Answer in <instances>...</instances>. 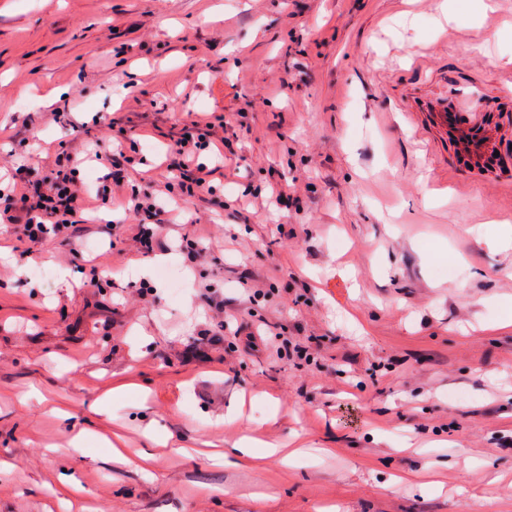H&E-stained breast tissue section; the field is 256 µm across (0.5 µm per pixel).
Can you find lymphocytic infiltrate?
I'll use <instances>...</instances> for the list:
<instances>
[{
  "label": "lymphocytic infiltrate",
  "instance_id": "obj_1",
  "mask_svg": "<svg viewBox=\"0 0 512 512\" xmlns=\"http://www.w3.org/2000/svg\"><path fill=\"white\" fill-rule=\"evenodd\" d=\"M249 132L241 111L191 119L185 136L169 146L159 174L140 183L135 161L124 151L125 142H137L140 132L137 125L128 124L120 128L118 138L94 143V157L107 169L96 189H89L81 176L82 151L77 147L56 153L36 172L25 165L13 168L8 186L0 189V224L11 225L17 240L30 245L50 235L60 237L73 256L83 241L85 212L96 202L113 204L125 213L126 228L118 234L124 252H149L154 243L180 229L168 201L180 204L194 224L200 223L201 210L215 206L217 170L200 162V153L213 149L228 158ZM242 280L245 292L235 310L227 309L220 289L208 288L201 295L208 319L220 330H228L239 315L253 314L265 296L264 279L246 270Z\"/></svg>",
  "mask_w": 512,
  "mask_h": 512
}]
</instances>
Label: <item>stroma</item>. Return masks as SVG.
Wrapping results in <instances>:
<instances>
[{
  "mask_svg": "<svg viewBox=\"0 0 512 512\" xmlns=\"http://www.w3.org/2000/svg\"><path fill=\"white\" fill-rule=\"evenodd\" d=\"M441 2L0 0V122L35 128L0 161L68 143L42 114L62 88L87 142L140 123L147 170L190 113L249 106L225 200L268 166L309 187L252 234L214 217L227 246L194 269L94 233L63 277L57 239L26 259L0 224V512H512V0ZM429 98L483 113L485 163L435 131L424 154L401 113ZM246 266L314 364L185 353L200 292L238 299ZM244 436L277 454L225 464Z\"/></svg>",
  "mask_w": 512,
  "mask_h": 512,
  "instance_id": "35a3bbf8",
  "label": "stroma"
}]
</instances>
